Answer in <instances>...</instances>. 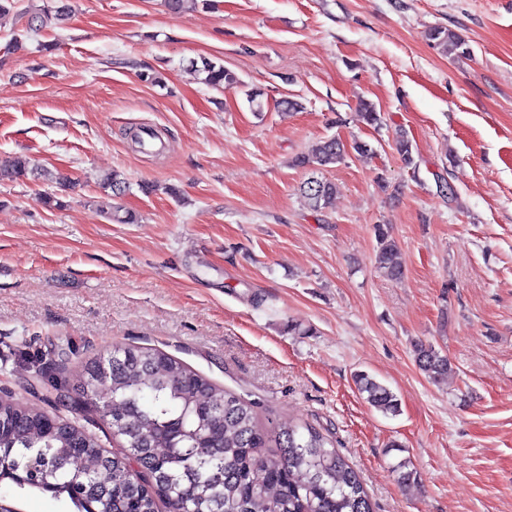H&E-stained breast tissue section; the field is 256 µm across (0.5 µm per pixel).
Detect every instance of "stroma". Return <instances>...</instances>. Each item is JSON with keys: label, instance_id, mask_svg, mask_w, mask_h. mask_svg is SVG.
<instances>
[{"label": "stroma", "instance_id": "obj_1", "mask_svg": "<svg viewBox=\"0 0 512 512\" xmlns=\"http://www.w3.org/2000/svg\"><path fill=\"white\" fill-rule=\"evenodd\" d=\"M71 4L64 28L19 52L23 19L0 15V160L22 153L77 183L49 209L37 197L50 183L0 180V390L55 415L34 369L53 372L48 341L72 342L74 392L113 346L158 348L259 401L266 427L329 431L375 512H512V0ZM435 27L468 54L435 47ZM202 56L240 86L203 84ZM284 97L302 111L277 112ZM363 101L379 127L361 121ZM143 127L162 153L131 149ZM332 135L349 149L325 173L333 208L316 213L290 161ZM115 169L138 223L97 206ZM378 224L399 244L400 279L375 267ZM418 341L450 359L441 384L417 367ZM361 371L397 415L368 404ZM401 462L417 486L399 483ZM428 36L450 56L453 54L457 56L464 55L469 52L465 40L450 29L435 27L429 31ZM355 382L362 393H366V401L383 414L396 415L398 403L395 395L384 385L377 382L368 373L359 372Z\"/></svg>", "mask_w": 512, "mask_h": 512}]
</instances>
